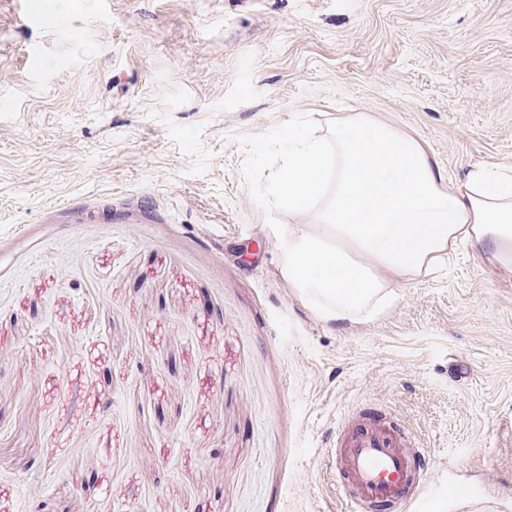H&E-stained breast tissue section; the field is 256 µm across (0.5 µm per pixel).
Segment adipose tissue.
<instances>
[{
  "label": "adipose tissue",
  "mask_w": 512,
  "mask_h": 512,
  "mask_svg": "<svg viewBox=\"0 0 512 512\" xmlns=\"http://www.w3.org/2000/svg\"><path fill=\"white\" fill-rule=\"evenodd\" d=\"M270 192L313 221L283 240V275L326 321L377 314L462 241L512 265V167L448 180L419 140L363 115L289 140Z\"/></svg>",
  "instance_id": "1"
}]
</instances>
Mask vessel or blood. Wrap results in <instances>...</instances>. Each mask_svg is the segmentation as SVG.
<instances>
[{
    "instance_id": "b4317fda",
    "label": "vessel or blood",
    "mask_w": 512,
    "mask_h": 512,
    "mask_svg": "<svg viewBox=\"0 0 512 512\" xmlns=\"http://www.w3.org/2000/svg\"><path fill=\"white\" fill-rule=\"evenodd\" d=\"M416 442L382 413L356 412L336 427L330 473L343 491L346 512H407L418 499Z\"/></svg>"
}]
</instances>
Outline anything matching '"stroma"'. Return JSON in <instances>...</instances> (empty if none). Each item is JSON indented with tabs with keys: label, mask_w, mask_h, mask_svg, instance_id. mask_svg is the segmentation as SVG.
Returning <instances> with one entry per match:
<instances>
[{
	"label": "stroma",
	"mask_w": 512,
	"mask_h": 512,
	"mask_svg": "<svg viewBox=\"0 0 512 512\" xmlns=\"http://www.w3.org/2000/svg\"><path fill=\"white\" fill-rule=\"evenodd\" d=\"M355 113L512 165V0H0V512H342L363 409L421 512H512V270L461 244L344 325L281 273V142Z\"/></svg>",
	"instance_id": "35a3bbf8"
}]
</instances>
